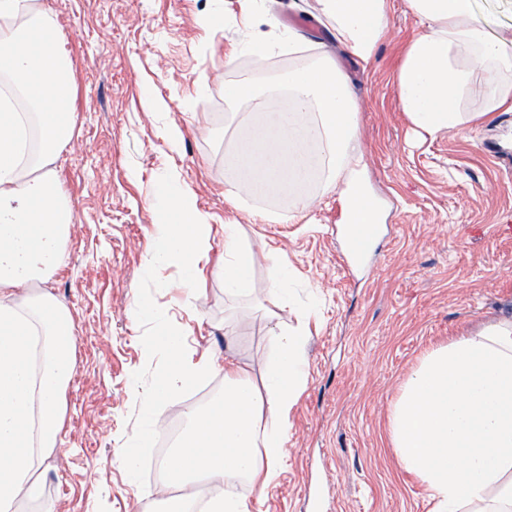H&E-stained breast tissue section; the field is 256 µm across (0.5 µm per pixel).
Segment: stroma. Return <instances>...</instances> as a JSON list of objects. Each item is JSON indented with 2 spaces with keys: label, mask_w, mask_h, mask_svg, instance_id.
Segmentation results:
<instances>
[{
  "label": "stroma",
  "mask_w": 512,
  "mask_h": 512,
  "mask_svg": "<svg viewBox=\"0 0 512 512\" xmlns=\"http://www.w3.org/2000/svg\"><path fill=\"white\" fill-rule=\"evenodd\" d=\"M71 51L72 135L52 165L72 207L66 259L44 284L74 323L73 373L61 393L56 450L40 467L42 493L21 512H159L162 481L139 485L121 450L139 403L130 389L147 359L135 311L154 247V183L175 173L212 217V247L195 296L179 269L160 270L154 300L182 324L187 354L231 360L261 380L274 344L273 316L307 326L306 388L288 415L286 462L264 494L228 481L252 512H429L428 491L399 466L388 438L391 405L406 374L430 351L512 319V112L482 118L494 83L469 62L462 130L420 136L402 112L396 77L419 32L406 0H392L374 59L356 61L333 41L315 0H42ZM312 22L304 42L256 60L227 63L249 36L287 39L283 14ZM334 58L358 103V139L382 236L353 273L340 267L342 203L324 181L305 204L252 198L234 207L225 155L240 115L259 99L224 102L226 81L257 69L273 83L283 66ZM206 97L196 101L198 88ZM166 109H150L147 95ZM177 124L179 151L162 134ZM267 256L250 290L231 298L215 266L222 224ZM294 273L297 305L280 309L266 291L280 264ZM224 393V370L167 404L157 430Z\"/></svg>",
  "instance_id": "1"
}]
</instances>
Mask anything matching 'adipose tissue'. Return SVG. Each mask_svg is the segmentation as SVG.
I'll return each mask as SVG.
<instances>
[{
  "mask_svg": "<svg viewBox=\"0 0 512 512\" xmlns=\"http://www.w3.org/2000/svg\"><path fill=\"white\" fill-rule=\"evenodd\" d=\"M322 21L351 56L369 63L388 29L389 0H317ZM421 27L402 58L399 104L431 134L457 129L470 82L465 60L512 73V28L492 30L478 0H407ZM71 55L39 0H0V512L40 495V458L57 445L60 396L73 372L74 324L66 306L28 290L61 267L71 207L51 163L69 140ZM316 113V126L284 123L279 108ZM260 128L244 124L228 163L241 186L262 194L277 184L307 198L311 149L344 205L346 224H374L365 181L358 107L329 57L289 68L263 100ZM37 125L39 150L30 146ZM257 254L235 224L224 227L218 274L226 293L252 285ZM262 381L224 365V395L185 413L190 428L165 464L182 492L164 512H195L197 486L241 480L268 486L284 460L288 413L306 385L301 331L276 332ZM389 438L400 467L422 480L430 512H512V321L429 353L407 375L393 405Z\"/></svg>",
  "mask_w": 512,
  "mask_h": 512,
  "instance_id": "adipose-tissue-1",
  "label": "adipose tissue"
}]
</instances>
